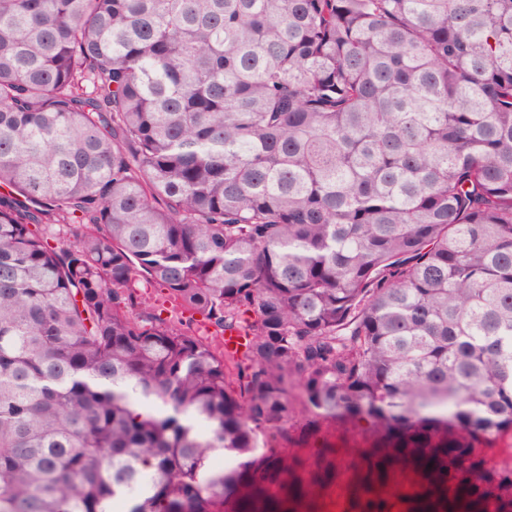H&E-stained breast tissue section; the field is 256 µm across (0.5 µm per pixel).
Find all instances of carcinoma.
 Wrapping results in <instances>:
<instances>
[{
  "instance_id": "1",
  "label": "carcinoma",
  "mask_w": 512,
  "mask_h": 512,
  "mask_svg": "<svg viewBox=\"0 0 512 512\" xmlns=\"http://www.w3.org/2000/svg\"><path fill=\"white\" fill-rule=\"evenodd\" d=\"M336 417L512 512V0H0V512H297Z\"/></svg>"
}]
</instances>
